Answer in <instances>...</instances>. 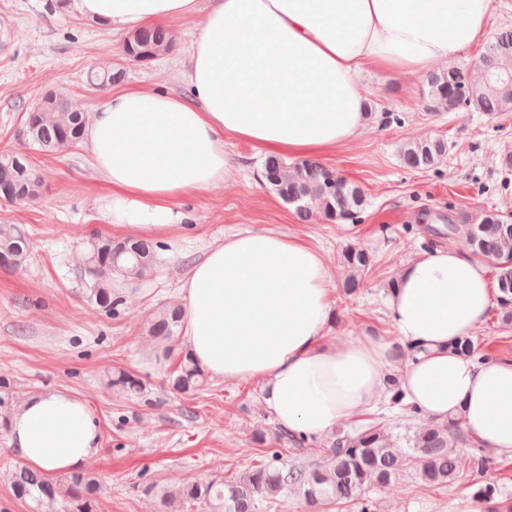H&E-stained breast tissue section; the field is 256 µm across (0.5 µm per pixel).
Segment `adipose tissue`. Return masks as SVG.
<instances>
[{
    "label": "adipose tissue",
    "mask_w": 512,
    "mask_h": 512,
    "mask_svg": "<svg viewBox=\"0 0 512 512\" xmlns=\"http://www.w3.org/2000/svg\"><path fill=\"white\" fill-rule=\"evenodd\" d=\"M115 33L194 17L182 96L112 91L84 131L106 184L112 222L151 235L184 223V202L232 181L236 138L268 155L315 158L366 123L363 70L416 75L487 37L489 0H73ZM331 277L323 255L273 230L208 249L181 288L182 340L200 369L259 384L284 430L332 433L374 405L395 343L418 351L400 380L436 423L460 420L482 447L512 458V355L479 363L455 352L487 320L494 290L483 263L437 247L407 262L389 298L395 340L344 343L326 333ZM29 467L51 477L83 469L101 449L88 405L63 393L28 398L9 424Z\"/></svg>",
    "instance_id": "1"
}]
</instances>
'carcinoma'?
<instances>
[{
    "label": "carcinoma",
    "instance_id": "1",
    "mask_svg": "<svg viewBox=\"0 0 512 512\" xmlns=\"http://www.w3.org/2000/svg\"><path fill=\"white\" fill-rule=\"evenodd\" d=\"M173 38L162 27L147 28L129 38L123 52L141 62H147L169 50ZM483 81L470 83L462 71L450 68L434 73L427 79V106L435 112H455L468 108L493 116L512 111V30L502 31L485 50L481 58ZM122 73L106 63L92 69L87 84L106 86L119 81ZM89 114L74 108L67 97L57 98L26 113L25 141L39 153L71 149L82 139ZM446 146L434 139L410 142L401 150L404 165L423 170L436 165L445 155ZM264 177L270 188L285 202L296 206L298 213L310 218L321 216L338 224L358 222L366 205L360 187L343 180L335 170L324 164L303 160L290 167L279 157L264 162ZM42 173L32 157L25 153L0 154V200L10 205L29 202L25 191H40ZM462 234L469 241L474 255L496 262L497 302L501 322L512 323V219L488 210L475 216L458 214L448 217V236ZM157 243L138 238L112 240L101 238L93 242L83 263L84 274L93 268L103 270L99 277L91 276L87 289L88 301L106 313L114 312L112 277L140 281L154 268ZM30 250V238L20 224H0V255L9 258L12 266L23 264ZM348 276L343 284L346 291L359 287L362 276L370 269V254L354 246L342 252ZM181 314L177 307L156 311L147 326L148 335L168 342L175 339ZM457 352L465 357L485 361L492 354L478 349L473 339L464 336L456 344ZM111 384L122 391L141 396L144 382L137 376L120 371ZM173 389L198 394L205 390L203 371L186 355L172 373ZM391 405L403 407L414 414L421 411L406 402L399 380L389 378ZM308 438L284 430L270 440L260 441L265 462L251 465L228 480L189 482L178 491L163 496L165 512H185L197 504L204 512H256L258 503L272 502L284 492L300 494L310 507L322 510L329 506L352 512H374L366 491L376 485L386 486L413 470L430 487L449 486L462 479L477 487L476 501L489 505L488 512H512V501L493 506L498 486L484 480L485 464L477 449L469 453V464L463 468L459 445L461 434L454 419L445 424H428L406 448L391 446L387 435L377 425L369 424L353 432L336 434L327 449L326 464L307 468L283 462L287 448H304ZM14 496L30 502L32 512H38L44 500L61 499L64 512H96L100 482L94 476L74 474L63 483L53 482L42 473L22 467L10 475Z\"/></svg>",
    "mask_w": 512,
    "mask_h": 512
}]
</instances>
